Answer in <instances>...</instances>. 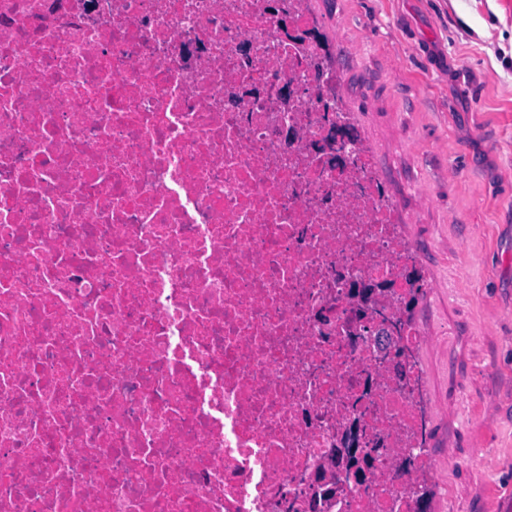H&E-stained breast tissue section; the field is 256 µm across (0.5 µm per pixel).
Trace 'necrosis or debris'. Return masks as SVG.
Segmentation results:
<instances>
[{
    "instance_id": "4bbe7bcc",
    "label": "necrosis or debris",
    "mask_w": 512,
    "mask_h": 512,
    "mask_svg": "<svg viewBox=\"0 0 512 512\" xmlns=\"http://www.w3.org/2000/svg\"><path fill=\"white\" fill-rule=\"evenodd\" d=\"M285 6L0 0V512H414L418 367L348 335L410 246ZM352 288L361 300L362 305L364 307H371L376 303L379 294L393 287L388 283L364 280L353 283Z\"/></svg>"
}]
</instances>
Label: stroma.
<instances>
[{"label":"stroma","instance_id":"stroma-1","mask_svg":"<svg viewBox=\"0 0 512 512\" xmlns=\"http://www.w3.org/2000/svg\"><path fill=\"white\" fill-rule=\"evenodd\" d=\"M422 288L429 512H512V0H306Z\"/></svg>","mask_w":512,"mask_h":512}]
</instances>
